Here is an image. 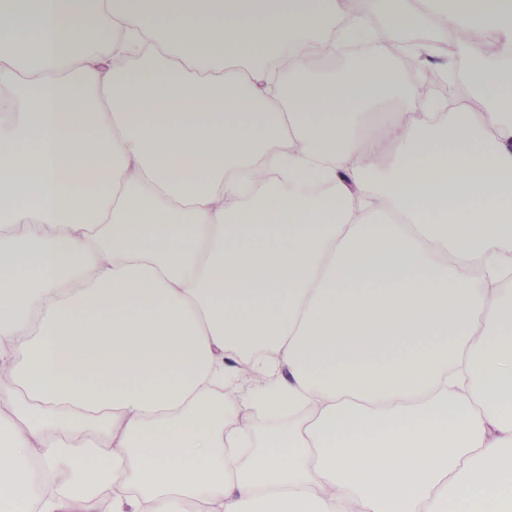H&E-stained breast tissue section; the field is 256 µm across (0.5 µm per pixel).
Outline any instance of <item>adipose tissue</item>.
<instances>
[{
  "label": "adipose tissue",
  "instance_id": "ef3b65f1",
  "mask_svg": "<svg viewBox=\"0 0 512 512\" xmlns=\"http://www.w3.org/2000/svg\"><path fill=\"white\" fill-rule=\"evenodd\" d=\"M365 5L0 0V512H512V0ZM414 83L420 87L427 98L437 97L440 84L442 85V89L445 91V93H448V98H455L459 93L458 84L456 80L453 79L450 75H448V80L446 77L440 81L431 77H427L418 78L414 81Z\"/></svg>",
  "mask_w": 512,
  "mask_h": 512
}]
</instances>
